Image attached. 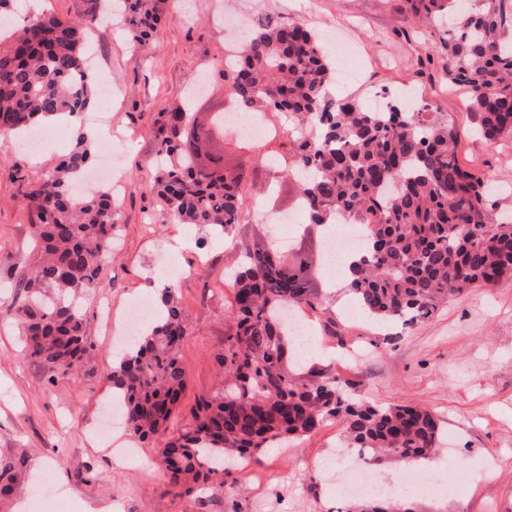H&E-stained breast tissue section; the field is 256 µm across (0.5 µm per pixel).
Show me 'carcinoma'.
<instances>
[{"label": "carcinoma", "instance_id": "1", "mask_svg": "<svg viewBox=\"0 0 512 512\" xmlns=\"http://www.w3.org/2000/svg\"><path fill=\"white\" fill-rule=\"evenodd\" d=\"M113 14L133 42L145 46L161 21L163 0H88L76 20L34 15L0 50V150L46 115L82 111L92 78L90 34ZM448 21L457 0H411L410 20L439 29L432 48L446 59L448 83L469 93L476 134L488 143L512 135V0H469ZM334 72L320 39L298 20L268 15L222 70L236 112H275L288 123L294 150L280 171L302 180L307 232L343 220L368 226L351 264L348 292L374 323L412 324L440 303L475 287L512 279V210L500 209L490 182L458 157L456 129L424 101L410 109L371 110L327 94ZM316 127L319 135L300 133ZM158 160L142 178L168 218L203 224L242 255L227 283L233 294L224 336L223 388L198 400L191 424L176 435L167 423L181 405L188 378L180 350L187 334L175 289L161 293L160 316L124 349L110 369L85 375L112 384L122 397L129 434L159 447L174 486L189 481L224 488L226 462L259 461L269 448L313 435L327 422L342 425L347 444L369 451L367 462L410 465L436 451L442 429L413 403L374 404L349 397L350 384L323 372L305 377L294 358L282 312L313 305V270L322 253L300 247L272 264L267 241H238L241 176H224V112L201 123L186 107L163 114ZM93 154L82 145L44 171L29 198L35 258L24 275L26 302L15 317L23 355L51 383L84 367L92 344L77 299L98 287L102 259L112 252L114 202L109 190L81 196L74 182ZM18 467L0 463V496L11 493Z\"/></svg>", "mask_w": 512, "mask_h": 512}]
</instances>
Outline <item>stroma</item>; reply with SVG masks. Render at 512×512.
<instances>
[{
  "label": "stroma",
  "instance_id": "35a3bbf8",
  "mask_svg": "<svg viewBox=\"0 0 512 512\" xmlns=\"http://www.w3.org/2000/svg\"><path fill=\"white\" fill-rule=\"evenodd\" d=\"M406 7L407 0H165L161 24L144 48L118 25H98L93 68L112 83V105L99 113L111 129L109 142L123 140L127 147L114 171L122 185L117 248L85 306L89 363L101 370L115 362L116 346L100 333L102 313L122 315L138 296L156 294L158 265L173 253L188 271L175 284L188 327L181 348L188 386L171 433L188 426L197 400L219 388L232 300L224 270L238 254L202 225L167 221L138 176L154 164L160 113L183 103L198 80L206 82L195 104L200 118L228 108L224 53L250 15L298 20L325 39L342 30L358 51L362 78L333 82L330 97L431 102L456 127L460 160L512 187V137L489 144L475 136L464 94L449 85L440 59H423L422 43L434 34L409 32ZM75 139L66 125L39 155L21 152L16 162H0V304L15 308L24 301L20 280L35 257L28 193L42 171L67 158ZM109 142L97 145L96 156H104ZM235 144V136L226 135L224 161L239 170L245 190L238 236L270 240L274 217L293 213L297 224L288 234L298 239L308 216L298 208L295 179L253 160L258 152L286 154L289 142L279 136L240 150ZM316 287L320 304L308 316L318 354L310 369L350 381L353 394L369 401L419 404L443 428V453L415 468L447 484V491L409 488L407 471L376 466L381 481L402 489L400 508L512 512V281L469 289L411 326L345 317L351 301L340 275H323ZM22 348L17 322L0 324V460L23 464L0 512H102L108 505L115 512H351L366 502L361 495L338 497L333 479L317 468L323 459L354 457L335 422L290 441L287 452L264 454L225 474L221 494L171 487L157 449L139 448L120 463L99 440L97 430L109 418V384L83 376L49 383L40 366L21 358Z\"/></svg>",
  "mask_w": 512,
  "mask_h": 512
}]
</instances>
